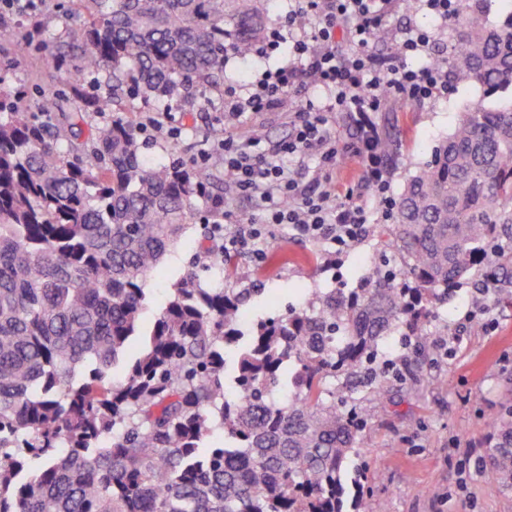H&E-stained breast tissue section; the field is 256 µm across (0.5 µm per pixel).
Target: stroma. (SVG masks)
Here are the masks:
<instances>
[{
  "instance_id": "35a3bbf8",
  "label": "stroma",
  "mask_w": 512,
  "mask_h": 512,
  "mask_svg": "<svg viewBox=\"0 0 512 512\" xmlns=\"http://www.w3.org/2000/svg\"><path fill=\"white\" fill-rule=\"evenodd\" d=\"M70 8L69 0H35L24 13L0 5V88L24 91L31 105L45 95L68 92L64 73L46 67L44 58L48 50H66L67 33L75 23ZM390 8L391 31L371 42L376 55H392L400 30L419 27L435 30V55L447 58L455 42L453 29L437 28L425 11H405L401 0H392ZM30 32L33 42L18 48V41ZM287 63L284 51L259 63L233 57L224 68V83L246 86L263 70ZM479 95L478 88L455 85L447 94L422 103L395 98L384 102L376 122L383 137L395 145L385 160L389 196H398L435 143L451 131L458 109ZM211 97L214 102L220 94L215 91ZM213 102L202 109L170 108L168 123L181 128L180 137L147 138L144 157L165 164L195 160L211 150L218 137L246 139L256 128L262 131L261 146L266 149L288 141L292 133L287 105L233 120ZM388 221V210L374 207L364 235L341 250L279 227L258 243L264 255L276 254V262L260 261L249 250H240L235 254L237 267L223 285L252 289L247 310L254 320L302 306L325 288L357 287L380 261L384 246L375 229ZM193 222L194 229L162 274L151 281L154 300L166 296L192 261H199L203 278L211 279L209 260L198 247L202 219L197 216ZM474 293L464 284L449 297L441 314L450 333L431 337L425 355H417L410 336L388 337L381 346L376 367L387 395L361 402L368 419L357 435L353 458L366 471L370 512H512V491L502 490L489 478L484 453L493 433L488 417L512 388V307L475 305Z\"/></svg>"
}]
</instances>
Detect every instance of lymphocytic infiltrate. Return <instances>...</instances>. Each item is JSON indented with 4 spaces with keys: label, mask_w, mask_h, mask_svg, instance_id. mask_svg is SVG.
<instances>
[{
    "label": "lymphocytic infiltrate",
    "mask_w": 512,
    "mask_h": 512,
    "mask_svg": "<svg viewBox=\"0 0 512 512\" xmlns=\"http://www.w3.org/2000/svg\"><path fill=\"white\" fill-rule=\"evenodd\" d=\"M390 0H297L289 25L307 19L309 27L293 36L294 63L264 70L241 94L224 101L235 119L260 112L286 100L294 101L299 124L283 152L302 155L323 148L325 161L342 160V150L327 147L325 126L330 112L345 113L356 132L354 157L378 204L390 206L386 194L385 158L379 150L381 133L375 121L386 98L423 101L447 91L448 68L431 65L412 68V56H431L435 33L416 29L400 39L386 58L373 54L370 41L387 25ZM325 91L323 99L303 97L309 82ZM252 141L222 138L217 149L224 158V177L242 192H260L265 226L288 225L297 234L337 247L358 240L369 221L366 205L352 200H332L330 193H310L287 175L272 158L259 157ZM264 226V227H265Z\"/></svg>",
    "instance_id": "lymphocytic-infiltrate-1"
}]
</instances>
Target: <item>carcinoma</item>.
<instances>
[{"label":"carcinoma","mask_w":512,"mask_h":512,"mask_svg":"<svg viewBox=\"0 0 512 512\" xmlns=\"http://www.w3.org/2000/svg\"><path fill=\"white\" fill-rule=\"evenodd\" d=\"M489 3L462 0L448 55L482 97L378 230L399 265L246 327L249 289L192 270L146 321L194 206L224 196L196 164L145 160L126 101L221 89L269 0H76V100L42 97L49 124L0 97V512H365L351 402L383 394L381 345L448 335L439 306L481 273L478 299L512 304V0L495 23ZM204 253L218 279L234 264ZM491 426L489 477L512 488V403Z\"/></svg>","instance_id":"cac0c4a2"}]
</instances>
